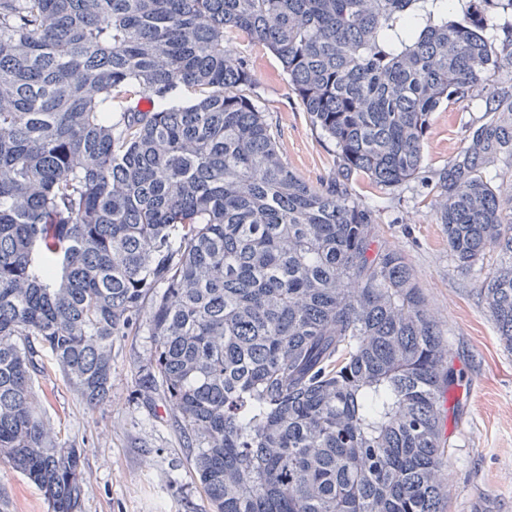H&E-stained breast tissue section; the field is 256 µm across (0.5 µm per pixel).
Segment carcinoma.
Instances as JSON below:
<instances>
[{"label":"carcinoma","instance_id":"obj_1","mask_svg":"<svg viewBox=\"0 0 512 512\" xmlns=\"http://www.w3.org/2000/svg\"><path fill=\"white\" fill-rule=\"evenodd\" d=\"M512 0H0V462L81 512L78 449L35 378L112 395V341L148 321L210 512H444L458 378L367 177L425 184L458 268L479 267L512 352ZM256 43L336 147L317 185L257 104ZM484 116L438 174L431 116Z\"/></svg>","mask_w":512,"mask_h":512}]
</instances>
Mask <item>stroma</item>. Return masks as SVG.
Here are the masks:
<instances>
[{"mask_svg":"<svg viewBox=\"0 0 512 512\" xmlns=\"http://www.w3.org/2000/svg\"><path fill=\"white\" fill-rule=\"evenodd\" d=\"M257 79V104L276 133L281 158L317 184L337 168L336 148L316 130L288 88L277 59L263 47L235 43ZM480 101L434 112L424 167L438 173L482 117ZM351 192L377 206L381 238L400 248L463 375L446 403L447 512H512V353L504 350L480 295L477 273L458 269L448 238L419 182L384 190L362 176ZM154 348L148 325L112 343V398L89 409L55 367L38 376L42 408L59 440L78 448L82 512H208L194 454L163 389L147 373ZM0 512H49L39 488L0 463Z\"/></svg>","mask_w":512,"mask_h":512,"instance_id":"obj_1","label":"stroma"}]
</instances>
